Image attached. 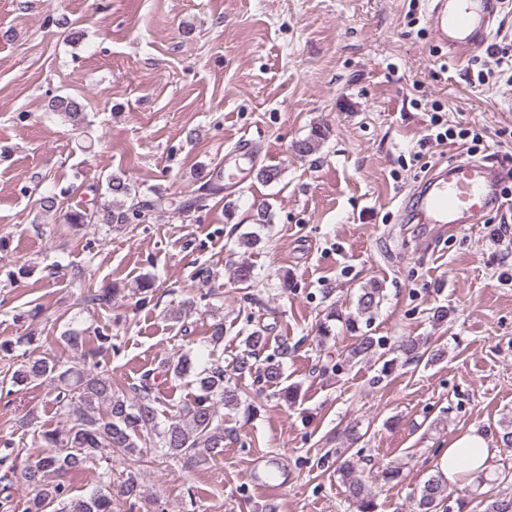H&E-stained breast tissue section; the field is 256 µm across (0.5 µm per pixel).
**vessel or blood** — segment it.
<instances>
[{
  "label": "vessel or blood",
  "mask_w": 512,
  "mask_h": 512,
  "mask_svg": "<svg viewBox=\"0 0 512 512\" xmlns=\"http://www.w3.org/2000/svg\"><path fill=\"white\" fill-rule=\"evenodd\" d=\"M505 0H428L427 24L435 39L450 50L456 61H465L491 33V23ZM258 151L242 140L224 156V186L232 189L256 166ZM501 173L478 160H455L435 168L419 186L410 215L416 224H430L440 231H455L477 223L487 211L500 207Z\"/></svg>",
  "instance_id": "b4317fda"
}]
</instances>
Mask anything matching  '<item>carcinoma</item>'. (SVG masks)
Instances as JSON below:
<instances>
[{
    "label": "carcinoma",
    "instance_id": "carcinoma-1",
    "mask_svg": "<svg viewBox=\"0 0 512 512\" xmlns=\"http://www.w3.org/2000/svg\"><path fill=\"white\" fill-rule=\"evenodd\" d=\"M50 110L60 118L81 124L82 104L75 98L56 95L49 101ZM324 132L320 128L311 131L308 138L295 145V151L308 155L317 150ZM202 183L198 195L180 204L178 213L199 210L206 206L209 196L224 191V169L215 167L200 176ZM112 201L98 208L77 203L68 208L66 221L78 229L112 224L122 227L141 220L142 213L162 210L168 201L158 195L142 199L132 192L127 179L112 175L108 183ZM237 283L248 288L258 279L254 266L242 262L234 270ZM382 289L373 286L363 289L357 300L360 315H371L381 301ZM113 292L87 288L80 294L79 304L101 307L112 305ZM97 347L87 343V330L69 327L60 336L64 348L82 360V363L66 366L58 356L39 358L23 357L10 374V385L24 388L47 379L54 382V403L59 411L70 419V425L62 429H43L33 435L38 453L23 467L22 478L33 494L26 501L24 512H46L50 505L58 506V512H112V467L120 459L135 467L146 462L144 451L154 450V460L177 461L193 452L216 455L224 451V416L219 409L234 410L245 392L233 377L249 375L261 385L277 389L280 399L294 403L298 387L282 386L285 379L281 361L268 356L259 363L260 353L267 348L266 328L258 326L244 339L245 349L224 368V361L215 360L197 370L190 357L181 355L162 362L165 374L175 380L193 376L197 394L182 408L179 416L167 425H161L155 407L157 399L152 395V372L143 375L138 386L125 388L112 380V371L97 357L116 349L112 337L97 332ZM40 337L30 333L16 341H0V352L10 356L20 344L34 345ZM378 341L363 334L350 350L353 359L372 357ZM424 344L417 339H406L398 350L406 359L419 361L423 356L437 360L443 355L440 348L423 354ZM93 467L99 472V486L88 495H74L70 484L62 477ZM348 496L358 512H374L372 491L362 475L350 464L344 470ZM452 491L442 474L430 476L422 485L415 502L414 512H448V499Z\"/></svg>",
    "mask_w": 512,
    "mask_h": 512
}]
</instances>
